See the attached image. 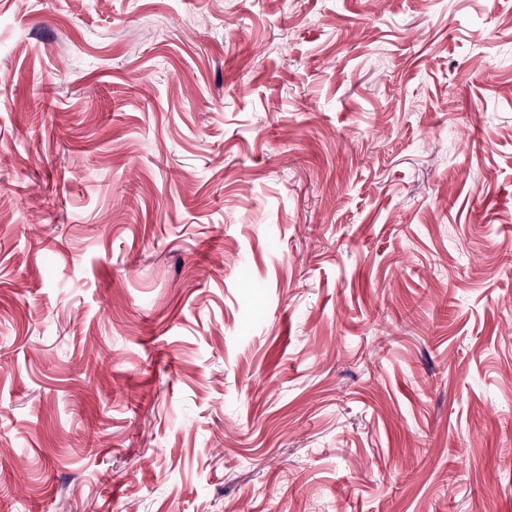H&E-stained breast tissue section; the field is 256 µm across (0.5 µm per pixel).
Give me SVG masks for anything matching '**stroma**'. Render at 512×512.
<instances>
[{"mask_svg": "<svg viewBox=\"0 0 512 512\" xmlns=\"http://www.w3.org/2000/svg\"><path fill=\"white\" fill-rule=\"evenodd\" d=\"M0 512H512V0H0Z\"/></svg>", "mask_w": 512, "mask_h": 512, "instance_id": "35a3bbf8", "label": "stroma"}]
</instances>
